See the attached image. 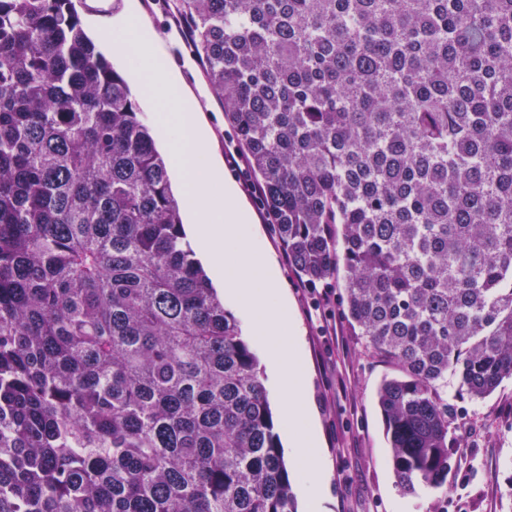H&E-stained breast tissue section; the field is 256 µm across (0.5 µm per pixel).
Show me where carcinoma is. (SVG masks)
<instances>
[{"label":"carcinoma","instance_id":"cac0c4a2","mask_svg":"<svg viewBox=\"0 0 512 512\" xmlns=\"http://www.w3.org/2000/svg\"><path fill=\"white\" fill-rule=\"evenodd\" d=\"M288 264L397 375L399 485L448 378L512 379V0H177ZM74 0H0V512H297L256 354Z\"/></svg>","mask_w":512,"mask_h":512}]
</instances>
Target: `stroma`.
Instances as JSON below:
<instances>
[{"label":"stroma","instance_id":"1","mask_svg":"<svg viewBox=\"0 0 512 512\" xmlns=\"http://www.w3.org/2000/svg\"><path fill=\"white\" fill-rule=\"evenodd\" d=\"M174 0H138V19L152 29L181 74L182 91L210 133L209 146L223 160L233 133L212 94L204 68L182 36L173 32ZM253 222L279 267L281 284L293 299L309 374L308 397L330 466L325 489L328 512H393L404 496L407 512H512V380L490 396L452 399L448 446L455 465L446 489L418 488L403 494L390 463V450L377 406V391L393 368L368 352L344 316L335 338L322 337L311 319L304 283L284 259L285 248L266 214Z\"/></svg>","mask_w":512,"mask_h":512}]
</instances>
